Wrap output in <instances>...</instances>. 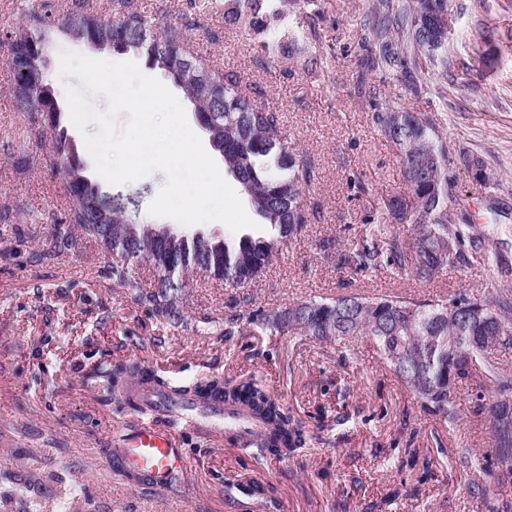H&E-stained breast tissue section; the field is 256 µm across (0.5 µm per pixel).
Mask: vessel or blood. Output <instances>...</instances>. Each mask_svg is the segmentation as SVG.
<instances>
[{
	"label": "vessel or blood",
	"mask_w": 512,
	"mask_h": 512,
	"mask_svg": "<svg viewBox=\"0 0 512 512\" xmlns=\"http://www.w3.org/2000/svg\"><path fill=\"white\" fill-rule=\"evenodd\" d=\"M161 414L177 415L185 430L207 427L196 405L172 399L164 392L152 395L149 415L126 434L117 456L124 477L146 480L156 489L167 488L185 468L184 453L177 445L175 433L157 420Z\"/></svg>",
	"instance_id": "vessel-or-blood-1"
}]
</instances>
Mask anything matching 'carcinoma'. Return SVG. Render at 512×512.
Wrapping results in <instances>:
<instances>
[{"label": "carcinoma", "mask_w": 512, "mask_h": 512, "mask_svg": "<svg viewBox=\"0 0 512 512\" xmlns=\"http://www.w3.org/2000/svg\"><path fill=\"white\" fill-rule=\"evenodd\" d=\"M448 0H373L368 31L376 51L367 55L358 76L362 89L373 73L421 65H445L448 35L430 38L420 30V19L446 8ZM300 13L313 24L322 18L320 0H226L224 23L265 38L262 48L282 46L279 35L288 16ZM83 42L96 50L132 52L180 88L211 147L224 161V172L243 188L252 212L270 227L269 234L246 235L237 241H214L201 233L188 236L141 224L128 213L116 194L107 196L90 181L72 150L57 108L59 64L53 62L55 35ZM10 93L17 111L33 117L38 135L50 142L53 166L65 180L66 209L56 226L58 245L73 240L69 227L96 239L118 259L112 280L136 301L150 307L162 320H183L187 275L200 270L213 279L244 288L260 276L283 247L297 239L310 222L303 186L311 181V167L290 151L279 117L257 104L242 88L238 76L192 49L176 27H160L131 0H115V17L105 20L86 0L59 13L42 2L25 12L6 34ZM381 134L397 150L404 192L388 198L385 208L404 224L390 229L374 218L359 248L344 255L355 272L386 269L397 278L429 281L441 271L478 262L490 267L500 262L499 241L458 224L455 210L461 201L449 191L448 142L425 112H409L390 99L373 114ZM152 267L153 281L144 285L133 265ZM237 320L261 323L278 334L311 336L337 351L357 336L370 337L382 363L418 399L436 420L457 416L456 392L477 377L491 393L480 405L486 412L494 440L495 464L512 473V417L500 398L512 397V370L492 359L498 348L512 349V289H478L451 299H421L408 293H353L321 301H300L266 313L245 309ZM112 390L132 409L143 398L133 393V382L153 390L169 384L153 370L118 364L107 373ZM178 393L199 399H220L237 411L225 434L238 442L254 421L268 427L244 444L257 458L286 456L306 443L301 422L262 384L254 379L226 383L209 378Z\"/></svg>", "instance_id": "obj_1"}]
</instances>
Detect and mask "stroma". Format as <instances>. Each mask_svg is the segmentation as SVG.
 <instances>
[{
    "instance_id": "35a3bbf8",
    "label": "stroma",
    "mask_w": 512,
    "mask_h": 512,
    "mask_svg": "<svg viewBox=\"0 0 512 512\" xmlns=\"http://www.w3.org/2000/svg\"><path fill=\"white\" fill-rule=\"evenodd\" d=\"M372 0H325L317 41L304 17L291 19V51L269 56L254 36L227 30L224 0L191 10L186 0H134L160 26H176L197 51L237 74L258 103L279 115L288 142L310 161L304 189L312 213L300 240L286 245L244 288L194 273L185 321L164 322L113 283V257L75 237L55 247L51 231L65 206L50 145L30 128L8 91L0 58V512H22L15 488L29 487L38 512H58L65 489L84 493L76 512H512V476L463 469L461 453L492 454L476 408L485 390L461 387L458 418L443 424L381 363L372 342L335 345L272 334L234 322L243 305L265 311L360 291H407L453 298L512 287V274L467 266L427 282L352 272L341 261L358 245L366 216L402 177L396 150L374 112L392 97L432 115L453 156L479 157L496 176L486 186L453 164L454 195L474 231L498 230L512 262V0H453L448 71L356 80L372 39L362 26ZM324 66L308 73L310 54ZM336 243L332 253L323 240ZM157 371L170 385L205 377L255 378L302 424L305 448L259 460L204 432L182 431L187 457L176 487L152 490L120 476L118 437L141 418L118 402L99 374L115 363ZM487 482V497L473 486Z\"/></svg>"
}]
</instances>
